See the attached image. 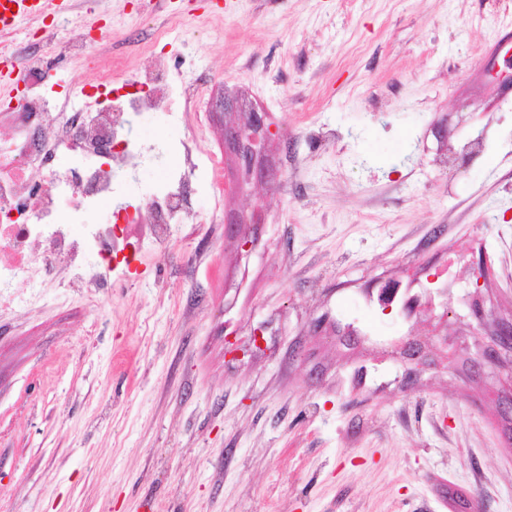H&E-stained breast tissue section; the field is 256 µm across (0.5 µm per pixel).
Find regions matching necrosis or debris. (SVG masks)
<instances>
[{"label": "necrosis or debris", "instance_id": "obj_1", "mask_svg": "<svg viewBox=\"0 0 512 512\" xmlns=\"http://www.w3.org/2000/svg\"><path fill=\"white\" fill-rule=\"evenodd\" d=\"M96 45L92 36L64 39L54 21L39 22L19 43L0 34V61L21 87L19 103L0 105V125H16L15 136H0V309L17 301L20 288L29 289V303L42 302L37 289L58 257L73 269L70 287L104 285L141 248L165 247L175 218L185 213L196 179L194 147L185 146L184 168L168 171L166 190L147 194L144 204L120 202L121 176L142 157L131 132L139 113L162 112L179 122L173 98L181 97L184 111H196L208 78L172 83L182 60L155 51L120 86L104 82L82 106L58 107L43 91L51 63L78 52L96 67Z\"/></svg>", "mask_w": 512, "mask_h": 512}]
</instances>
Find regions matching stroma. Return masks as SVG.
Listing matches in <instances>:
<instances>
[{"label":"stroma","instance_id":"35a3bbf8","mask_svg":"<svg viewBox=\"0 0 512 512\" xmlns=\"http://www.w3.org/2000/svg\"><path fill=\"white\" fill-rule=\"evenodd\" d=\"M219 3L112 0L102 47L145 63L178 11L167 52L212 78L200 123L140 118L127 190L181 164L170 140L223 155L227 93L279 127L281 177L248 198L198 188L195 222L136 272L82 293L61 275L48 306L0 314V512H512L492 390L443 366L403 380L392 347L411 334L443 359L481 258L487 307L512 314V91L484 77L512 0ZM232 211L255 217L246 260ZM429 266L446 308L408 320L368 298L379 277L420 292Z\"/></svg>","mask_w":512,"mask_h":512}]
</instances>
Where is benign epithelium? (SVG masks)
Masks as SVG:
<instances>
[{"label": "benign epithelium", "instance_id": "1", "mask_svg": "<svg viewBox=\"0 0 512 512\" xmlns=\"http://www.w3.org/2000/svg\"><path fill=\"white\" fill-rule=\"evenodd\" d=\"M485 78L491 83L512 79V62L501 69L492 60L486 67ZM278 136V130L269 121L265 112H251L245 121L233 124L225 130V141L230 157L225 187L235 194L250 196L253 189L262 183H270L277 178V173L263 163L269 144ZM253 220L245 215L229 216L225 219L224 234L241 242L243 253L247 258L252 252V242L243 236L241 227L251 224ZM402 282L388 280L378 289L377 302L385 315L397 313L410 318L422 306L417 296H406L401 305L395 304V297L401 289ZM469 309V316L476 323L472 328L474 356L481 363L483 379L499 390L503 397L512 391V365L504 357L512 353V316L496 315L486 310L479 291L468 293L463 298ZM414 343V337L404 336L395 341V348L401 351L399 359L403 366L402 378L408 380L437 366L436 361L426 354L410 356L405 350Z\"/></svg>", "mask_w": 512, "mask_h": 512}]
</instances>
